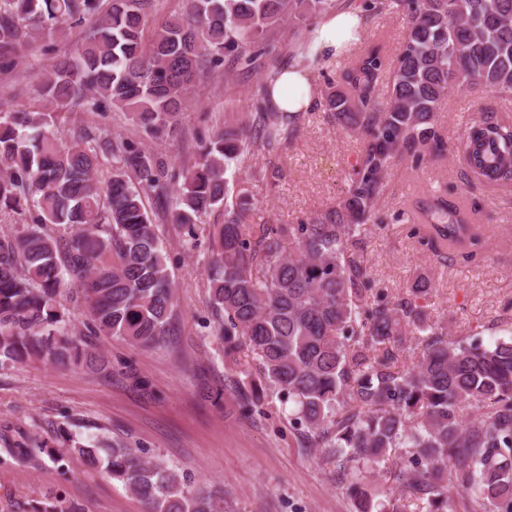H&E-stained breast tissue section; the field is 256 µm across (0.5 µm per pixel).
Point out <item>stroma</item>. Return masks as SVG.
<instances>
[{
	"instance_id": "stroma-1",
	"label": "stroma",
	"mask_w": 512,
	"mask_h": 512,
	"mask_svg": "<svg viewBox=\"0 0 512 512\" xmlns=\"http://www.w3.org/2000/svg\"><path fill=\"white\" fill-rule=\"evenodd\" d=\"M88 24L63 36L24 48L14 66L0 71V103L8 109H33L34 90L53 59L70 54L82 42ZM406 35V20L396 11L365 18L358 47L380 44L395 53ZM287 32L268 36L254 67L200 72L189 103L157 138H143L131 117L88 112L67 104L57 110L54 126L61 142L118 135L142 140L145 149L174 167L199 162L204 142L227 124L247 121L259 85L274 68L287 64ZM483 119L512 121V97L494 92L450 91L436 116L447 149L426 154L421 162L397 158L388 170L370 222L364 262L374 291L389 297L407 294L420 275L432 278L425 301L432 320L448 324L456 339L512 337V184H488L473 177L453 149L462 131ZM363 149L360 134L339 130L315 106L297 137L276 155L247 156L244 166L272 163L282 170L277 185L245 180L257 215L273 224H295L342 198ZM439 194L471 209L472 221L488 242L479 261L463 264L448 253L433 252L409 234L418 200ZM172 197H147L146 208L168 255L174 278V311L167 344L136 349L122 340L96 337L110 360L108 371L61 369L44 362L0 369V429L24 432L60 428L86 439L110 434L145 457L160 456L180 469L192 487L223 497L226 512H358L347 491L349 477L339 463L323 464L314 451L301 448L292 405L263 391L255 412L241 413L239 393L262 384L258 357L250 351L225 355L224 343L208 306L211 232L223 223L217 209L205 216L196 238L184 236L171 222ZM134 372L149 386L134 389ZM231 387L220 408L199 403L202 378ZM390 458L369 466L367 484L376 502L397 505L399 512H421L422 502L401 498L388 473ZM63 490L68 501L89 512H144L142 504L110 478L85 472L72 460L61 473L50 458L19 465L0 451V512H37L45 494Z\"/></svg>"
}]
</instances>
